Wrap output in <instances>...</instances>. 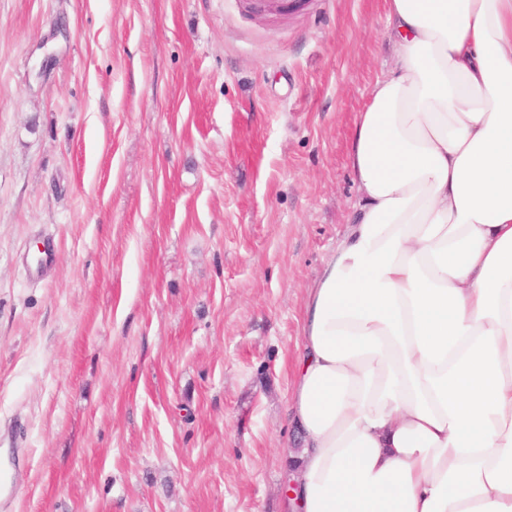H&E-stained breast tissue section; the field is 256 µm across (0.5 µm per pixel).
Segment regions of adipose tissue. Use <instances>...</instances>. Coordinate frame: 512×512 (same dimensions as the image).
Listing matches in <instances>:
<instances>
[{
  "label": "adipose tissue",
  "instance_id": "ef3b65f1",
  "mask_svg": "<svg viewBox=\"0 0 512 512\" xmlns=\"http://www.w3.org/2000/svg\"><path fill=\"white\" fill-rule=\"evenodd\" d=\"M398 64L308 291L293 512H512V0H386Z\"/></svg>",
  "mask_w": 512,
  "mask_h": 512
}]
</instances>
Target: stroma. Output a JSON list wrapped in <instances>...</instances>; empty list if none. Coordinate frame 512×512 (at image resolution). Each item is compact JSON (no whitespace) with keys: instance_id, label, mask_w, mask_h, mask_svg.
Wrapping results in <instances>:
<instances>
[{"instance_id":"stroma-1","label":"stroma","mask_w":512,"mask_h":512,"mask_svg":"<svg viewBox=\"0 0 512 512\" xmlns=\"http://www.w3.org/2000/svg\"><path fill=\"white\" fill-rule=\"evenodd\" d=\"M256 2L0 0V512H288L304 304L397 57L385 0Z\"/></svg>"}]
</instances>
